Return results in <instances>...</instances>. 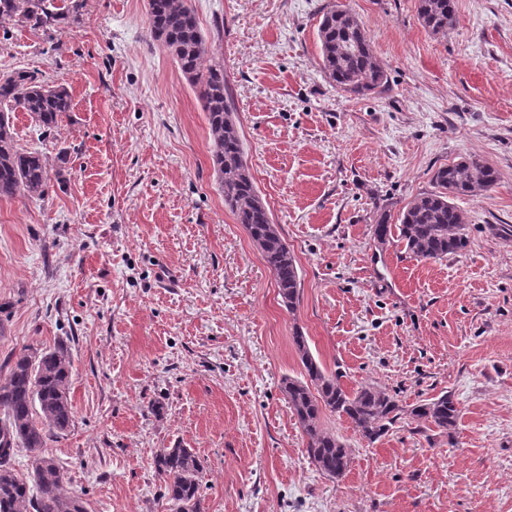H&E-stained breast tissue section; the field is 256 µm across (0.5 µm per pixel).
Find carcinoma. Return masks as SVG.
<instances>
[{
    "label": "carcinoma",
    "instance_id": "1",
    "mask_svg": "<svg viewBox=\"0 0 512 512\" xmlns=\"http://www.w3.org/2000/svg\"><path fill=\"white\" fill-rule=\"evenodd\" d=\"M150 33L171 54L186 79L198 90L214 145L216 180L224 204L242 224L273 273L284 307L293 311L300 300L301 280L296 261L258 194L234 118V106L224 82V64L203 66L206 42L191 0H148ZM78 0H0V26L16 23L31 29L58 26L77 16ZM423 27L446 35L456 26V0H417ZM317 36L322 69L336 87L356 98L382 88L387 74L374 55L361 22L346 10L331 7L322 14ZM29 114L43 131L50 132L69 116L72 96L64 87H52L27 71L0 76V198L40 197L48 180L47 164L37 150L17 147L11 114ZM498 171L483 159L466 155L435 170V190L415 197L397 215L382 210L372 226L380 248L398 241L420 260H442L467 251L469 237L461 211L453 203L493 188ZM308 381L284 377L281 390L298 424L308 436V457L322 474H345L349 453L332 433L320 427L322 411L346 416L369 442L385 437L401 419L420 421L453 437L461 409L444 392L409 406H401L388 392L362 386L349 390L337 375H328L315 360L306 336H293ZM24 348L9 361L0 377V512H87L82 498L66 492L64 474L43 448L51 435L73 425L69 397L71 361L64 348L38 352L30 360ZM28 453L29 477L20 476L10 463L14 448ZM156 475L164 483L171 512H202L204 465L193 449L182 444L160 449L153 458Z\"/></svg>",
    "mask_w": 512,
    "mask_h": 512
}]
</instances>
